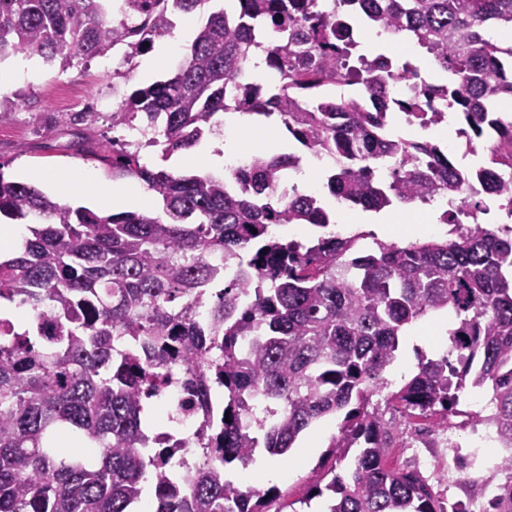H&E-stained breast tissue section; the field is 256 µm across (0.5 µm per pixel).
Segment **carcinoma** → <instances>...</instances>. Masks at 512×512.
<instances>
[{
    "mask_svg": "<svg viewBox=\"0 0 512 512\" xmlns=\"http://www.w3.org/2000/svg\"><path fill=\"white\" fill-rule=\"evenodd\" d=\"M212 0H0V59L26 52L62 69L123 44L134 59L171 33V16ZM209 13L173 74L133 91L112 113L162 146V156L196 147L215 115L274 117L312 155L332 158L324 189L340 203L381 210L448 196V237L352 251L319 194L275 192L302 156L255 152L224 174L176 175L141 163L139 150L112 140L102 149L77 130L71 147L134 177L158 211L104 215L73 208L38 186L0 171V215L23 220L31 237L0 262V512H141L151 474L153 512H268L275 488L242 490L224 466L246 467L256 449L287 454L316 421L341 415L333 447L357 453L326 483V512H512V454L493 463L504 475L479 510L443 506L420 471L388 462L392 432L369 396L387 388L384 372L399 336L427 317L447 315L448 351L423 357L387 404L410 416L448 418L467 387L488 388L487 421L512 449V227L478 221L481 195L512 218V52L486 36L512 31V0H232ZM359 14L383 31L412 36L454 76L429 83L408 59L356 54L349 25ZM288 26V43L270 50L281 79L249 75L263 46L255 26ZM418 78L415 96L395 86ZM341 79L359 92H327ZM426 129L450 112L467 151L481 164L462 168L430 140L396 138L388 113ZM388 165L391 174L379 169ZM270 224H310L302 243L268 234ZM220 260H214V257ZM26 306L25 327L1 311ZM254 337L245 357L239 344ZM169 362L185 367L182 409L201 415L196 435L175 448L202 456L177 471L143 425L146 388ZM269 404L254 417L246 401ZM357 406H351V403ZM456 482L488 464L474 449L453 453Z\"/></svg>",
    "mask_w": 512,
    "mask_h": 512,
    "instance_id": "carcinoma-1",
    "label": "carcinoma"
}]
</instances>
